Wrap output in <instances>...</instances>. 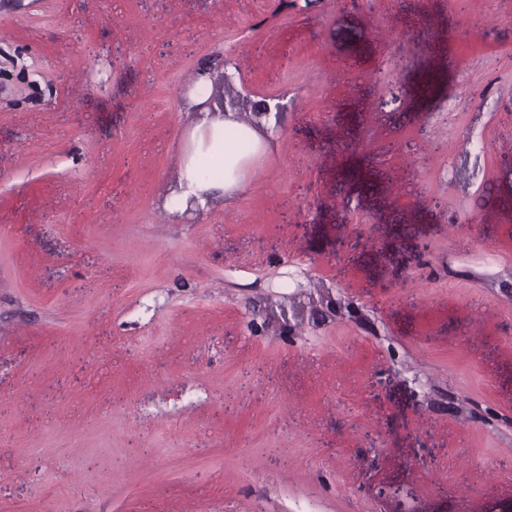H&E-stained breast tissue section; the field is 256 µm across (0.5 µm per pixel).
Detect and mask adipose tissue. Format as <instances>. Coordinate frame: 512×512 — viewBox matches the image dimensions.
I'll list each match as a JSON object with an SVG mask.
<instances>
[{
  "label": "adipose tissue",
  "mask_w": 512,
  "mask_h": 512,
  "mask_svg": "<svg viewBox=\"0 0 512 512\" xmlns=\"http://www.w3.org/2000/svg\"><path fill=\"white\" fill-rule=\"evenodd\" d=\"M224 66L214 63L192 83L186 105L195 114L197 139L192 153L180 165L179 175L162 207L173 220H181L190 204L206 209L223 201L225 194L239 188L240 167L245 159L237 138H245L252 149H259L261 139L252 124L238 120L234 113L210 109L208 100L215 91L214 80ZM216 161L225 168L222 177L210 176L206 163Z\"/></svg>",
  "instance_id": "obj_1"
}]
</instances>
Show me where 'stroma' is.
<instances>
[{
	"mask_svg": "<svg viewBox=\"0 0 512 512\" xmlns=\"http://www.w3.org/2000/svg\"><path fill=\"white\" fill-rule=\"evenodd\" d=\"M277 4L0 0V512H512V0ZM224 73V66L220 62L214 63L210 69L203 71L192 83L186 101V107L195 114V131L197 139L192 153L188 154L180 165L179 175L169 194L162 200L161 206L170 214L173 220H181L189 208V200L194 198L196 204L206 210L211 205L224 202V195L240 187V167L245 160L241 150L247 148L245 138L256 152L261 147V139L254 130L253 125L245 121H239L233 112L226 116L219 109L217 101L213 104V111L202 106L214 96L217 78ZM202 106V107H201ZM256 123V124H255ZM238 134V146L232 137ZM228 135V136H227ZM240 149V150H239ZM216 161L222 164L224 169L214 167L209 172L205 162Z\"/></svg>",
	"mask_w": 512,
	"mask_h": 512,
	"instance_id": "obj_1",
	"label": "stroma"
}]
</instances>
